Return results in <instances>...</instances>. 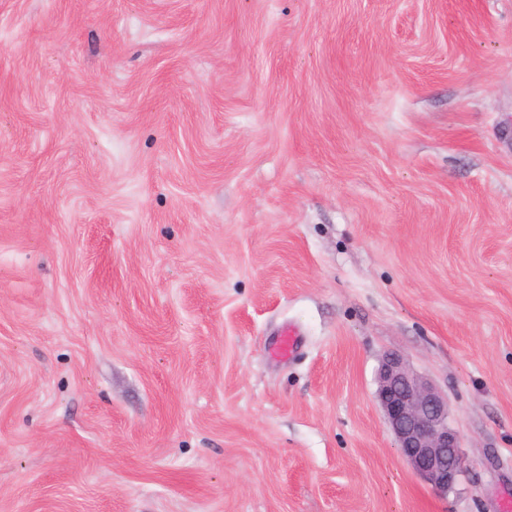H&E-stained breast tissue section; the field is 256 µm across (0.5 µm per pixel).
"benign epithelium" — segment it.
<instances>
[{"instance_id":"7a95c632","label":"benign epithelium","mask_w":512,"mask_h":512,"mask_svg":"<svg viewBox=\"0 0 512 512\" xmlns=\"http://www.w3.org/2000/svg\"><path fill=\"white\" fill-rule=\"evenodd\" d=\"M376 382L377 402L406 465L436 491L454 490L464 477V462L448 397L398 352L381 359Z\"/></svg>"}]
</instances>
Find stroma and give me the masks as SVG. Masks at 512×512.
Here are the masks:
<instances>
[{
    "label": "stroma",
    "mask_w": 512,
    "mask_h": 512,
    "mask_svg": "<svg viewBox=\"0 0 512 512\" xmlns=\"http://www.w3.org/2000/svg\"><path fill=\"white\" fill-rule=\"evenodd\" d=\"M510 501L512 0H0V512ZM298 347L296 333L292 327L284 328L270 345V354L277 360L291 358ZM376 382L377 402L406 465L436 491L454 490L464 477V458L448 397L398 352L381 359Z\"/></svg>",
    "instance_id": "1"
}]
</instances>
